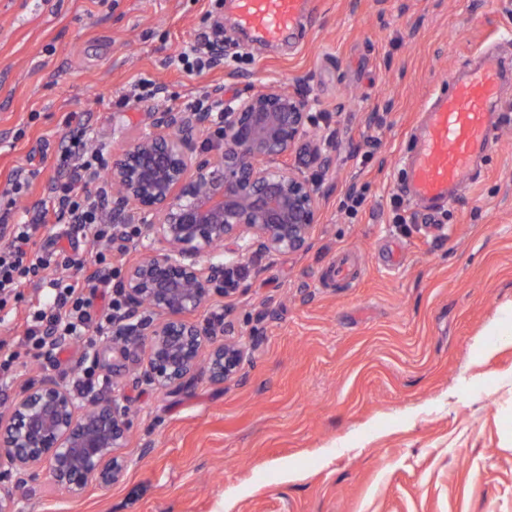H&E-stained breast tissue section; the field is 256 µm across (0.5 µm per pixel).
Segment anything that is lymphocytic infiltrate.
<instances>
[{"instance_id":"f902f5d3","label":"lymphocytic infiltrate","mask_w":512,"mask_h":512,"mask_svg":"<svg viewBox=\"0 0 512 512\" xmlns=\"http://www.w3.org/2000/svg\"><path fill=\"white\" fill-rule=\"evenodd\" d=\"M76 127L64 138L58 166L66 170L56 183L50 207L5 225L7 241L0 246V310L22 301L24 286H33L38 299L29 303L23 334L15 346L0 350V384L21 378L29 360L57 366L70 347L83 349L84 366L73 383L85 387L96 376L92 350L111 338L114 319L121 310L119 291L112 288V223L105 210L108 190L101 180L105 171L102 149L91 146L82 116L72 114ZM59 224L52 235L41 230L49 217ZM88 233L101 242L94 262L57 246L58 238Z\"/></svg>"}]
</instances>
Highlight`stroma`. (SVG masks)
Listing matches in <instances>:
<instances>
[{"label": "stroma", "mask_w": 512, "mask_h": 512, "mask_svg": "<svg viewBox=\"0 0 512 512\" xmlns=\"http://www.w3.org/2000/svg\"><path fill=\"white\" fill-rule=\"evenodd\" d=\"M200 35L225 57L191 76L177 56ZM488 52L512 60V0H313L284 44L250 42L229 0H0V189L40 171L23 208L48 202L71 113L111 153L216 88L300 84L335 156L289 155L321 185L312 244L247 262L224 309L254 344L245 378L165 394L134 383L137 355H104L130 469L71 500L35 474L20 512H512V82L477 181L431 219L390 203L425 104ZM143 80L161 94L122 105Z\"/></svg>", "instance_id": "1"}]
</instances>
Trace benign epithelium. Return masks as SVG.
Here are the masks:
<instances>
[{
	"label": "benign epithelium",
	"instance_id": "7a95c632",
	"mask_svg": "<svg viewBox=\"0 0 512 512\" xmlns=\"http://www.w3.org/2000/svg\"><path fill=\"white\" fill-rule=\"evenodd\" d=\"M308 98L279 82L225 100L222 112L162 110L152 127L107 160L112 244L121 251L137 226L149 244L126 264L125 312L112 351L142 352L134 381L174 393L204 377L242 379L252 345L214 313L237 293L226 277L254 258L305 251L319 223L318 180L288 155L313 125ZM319 167L332 169L330 142L308 140ZM121 389L76 396L43 374L0 409V476L24 484L42 472L68 499L121 482L129 460ZM0 512H18L12 486L0 485Z\"/></svg>",
	"mask_w": 512,
	"mask_h": 512
}]
</instances>
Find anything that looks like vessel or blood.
<instances>
[{
  "instance_id": "1",
  "label": "vessel or blood",
  "mask_w": 512,
  "mask_h": 512,
  "mask_svg": "<svg viewBox=\"0 0 512 512\" xmlns=\"http://www.w3.org/2000/svg\"><path fill=\"white\" fill-rule=\"evenodd\" d=\"M311 11V0H235L236 25L256 41L277 43L293 35ZM504 70L496 62L467 65L452 74L426 105L403 155L402 195L430 212L451 202L474 180L501 122Z\"/></svg>"
}]
</instances>
